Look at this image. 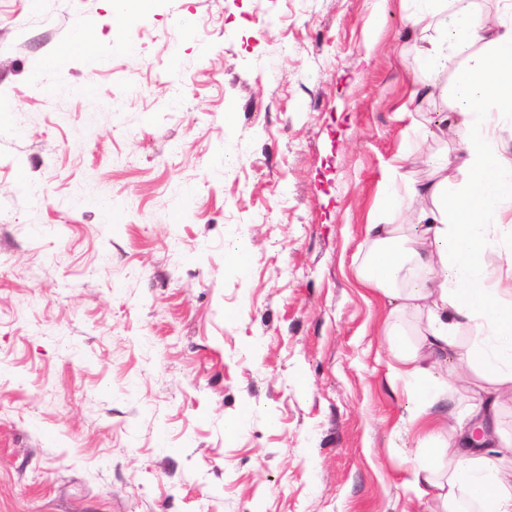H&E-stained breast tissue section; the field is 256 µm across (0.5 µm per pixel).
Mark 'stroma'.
<instances>
[{
	"mask_svg": "<svg viewBox=\"0 0 512 512\" xmlns=\"http://www.w3.org/2000/svg\"><path fill=\"white\" fill-rule=\"evenodd\" d=\"M415 8L0 0V512H434L356 275Z\"/></svg>",
	"mask_w": 512,
	"mask_h": 512,
	"instance_id": "1",
	"label": "stroma"
}]
</instances>
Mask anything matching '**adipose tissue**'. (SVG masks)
Segmentation results:
<instances>
[{
  "label": "adipose tissue",
  "mask_w": 512,
  "mask_h": 512,
  "mask_svg": "<svg viewBox=\"0 0 512 512\" xmlns=\"http://www.w3.org/2000/svg\"><path fill=\"white\" fill-rule=\"evenodd\" d=\"M495 2L488 11L418 0L410 15L428 74L410 103L432 95L433 75L453 56H468L442 125L420 129L458 153L435 159L425 180L406 178L409 155L395 159L382 195L404 220L367 225L357 270L389 307V379L419 398L404 420L407 430L423 447L456 451L448 470L427 458L405 468L406 483L438 499L440 512H512V469L474 448L472 431L448 435L458 368L489 384L497 400L512 401V141L502 135L503 121H512V0ZM495 250L503 258L488 261ZM407 318L413 331L403 325Z\"/></svg>",
  "instance_id": "adipose-tissue-1"
}]
</instances>
